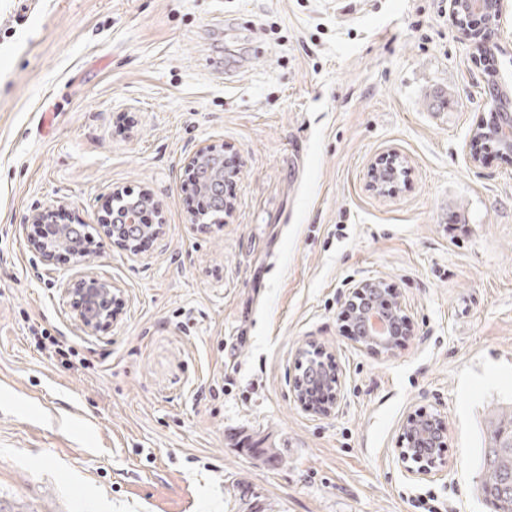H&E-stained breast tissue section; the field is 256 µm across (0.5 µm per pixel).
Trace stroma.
<instances>
[{"mask_svg": "<svg viewBox=\"0 0 512 512\" xmlns=\"http://www.w3.org/2000/svg\"><path fill=\"white\" fill-rule=\"evenodd\" d=\"M491 109L448 0H0V512H238L241 482L261 512H490L477 450L512 397V154L468 152ZM203 145L237 166L220 225L193 224L185 190ZM391 149L406 173L380 193ZM118 189L156 202L140 254L32 250L35 213L96 225ZM81 271L113 285L108 328L64 292ZM367 281L415 325L389 356L342 327ZM315 347L341 379L327 416L292 391ZM422 407L448 449L417 481L397 441Z\"/></svg>", "mask_w": 512, "mask_h": 512, "instance_id": "1", "label": "stroma"}]
</instances>
